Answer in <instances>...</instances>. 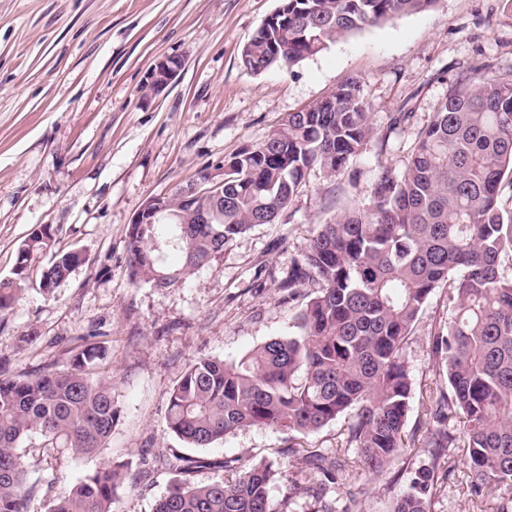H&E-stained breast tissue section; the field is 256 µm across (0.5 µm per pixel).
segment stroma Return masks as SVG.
<instances>
[{
    "mask_svg": "<svg viewBox=\"0 0 512 512\" xmlns=\"http://www.w3.org/2000/svg\"><path fill=\"white\" fill-rule=\"evenodd\" d=\"M280 0H0V279L40 224L57 230L56 249L84 262L45 295L39 271L0 318V372L34 374L62 365L71 351L107 350L100 375L112 380L117 419L106 448L90 458L42 452L39 436L27 481L30 512H47L52 481L68 484L107 461L129 464L128 486L113 512H153L175 480L159 455L202 458L189 480H224V460L273 464L268 512H344L355 492L365 512H386L424 461L409 449L381 476L351 471L323 499L289 495L311 451L355 461L347 417L319 432L252 427L208 448H187L166 427L170 393L203 357L238 359L272 337L297 335L295 317L309 285L283 283L319 225L368 202L381 167L402 172L420 132L457 77L491 65L512 74V11L504 0H439L433 8L367 27L328 43L289 69L244 71L241 49ZM176 56L183 67L156 94L146 71ZM358 79L375 130L363 152L336 174L313 169L306 187L273 223L236 236L185 285L156 288L128 277L127 233L149 197L173 193L221 168L225 158L261 143L288 113ZM448 291L425 304L404 352L412 381L406 432L416 430L438 379L430 338L447 321ZM33 333L32 342L19 338ZM151 471V480L140 474ZM471 473L457 467L438 483L431 512H497L502 494H470Z\"/></svg>",
    "mask_w": 512,
    "mask_h": 512,
    "instance_id": "1",
    "label": "stroma"
}]
</instances>
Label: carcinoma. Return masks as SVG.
Segmentation results:
<instances>
[{
  "label": "carcinoma",
  "mask_w": 512,
  "mask_h": 512,
  "mask_svg": "<svg viewBox=\"0 0 512 512\" xmlns=\"http://www.w3.org/2000/svg\"><path fill=\"white\" fill-rule=\"evenodd\" d=\"M439 0H281L274 21L244 44L240 63L252 73L289 69L336 38ZM359 81L290 112L260 145L224 160V200L204 197L220 224L172 215L128 233L129 278L155 288L183 284L257 224L272 223L319 167L332 175L373 137ZM512 77L490 68L462 76L421 131L404 172L384 168L368 203L320 225L285 287L309 282L314 296L297 314L296 336L273 337L239 359L205 358L171 392L166 423L188 448H208L247 427L308 435L353 412L347 444L359 465L381 475L417 448L427 457L389 512H429L434 487L456 470L450 449L464 443L471 492L505 487L497 512H512ZM55 241L39 225L18 250L13 277L0 280V317L21 295L33 266ZM80 265L56 252L39 288L55 294ZM448 289L451 318L430 342L439 383L419 421L423 434L404 440L412 383L403 350L425 303ZM106 349L89 344L59 369L0 378V512H29L35 486L23 441L71 458L105 447L117 417L112 380L95 377ZM463 418L464 437L446 428ZM160 464L180 474L205 466L176 455ZM314 486L293 481L289 494L319 495L343 480L345 465L325 454L307 457ZM126 463L108 462L64 487L48 512H112ZM276 471L255 464L228 480L192 485L179 479L154 512H267Z\"/></svg>",
  "instance_id": "cac0c4a2"
}]
</instances>
